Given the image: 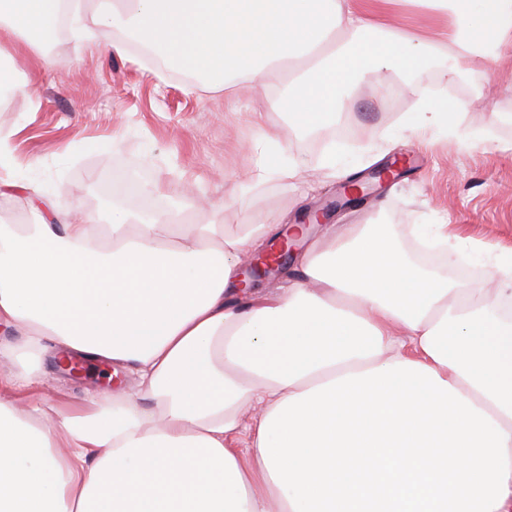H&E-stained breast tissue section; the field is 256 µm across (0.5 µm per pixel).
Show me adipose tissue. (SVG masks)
<instances>
[{"label":"adipose tissue","instance_id":"adipose-tissue-1","mask_svg":"<svg viewBox=\"0 0 512 512\" xmlns=\"http://www.w3.org/2000/svg\"><path fill=\"white\" fill-rule=\"evenodd\" d=\"M398 3L446 19L444 38L389 30ZM65 8L106 48L123 27L212 90L271 98L288 120L259 128L256 185L297 176L270 146L335 121L360 77L383 86L432 54L453 77L512 50V0H112L88 18L0 0V28L26 38ZM466 107L420 99L403 128L452 129ZM27 191L33 223L0 224V324L21 338L0 351V512H512V267L493 293L427 271L392 225L344 224L253 304L240 269L275 225L116 206L101 228ZM51 351L136 387L58 407L37 391Z\"/></svg>","mask_w":512,"mask_h":512}]
</instances>
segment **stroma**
Masks as SVG:
<instances>
[{"label":"stroma","instance_id":"stroma-1","mask_svg":"<svg viewBox=\"0 0 512 512\" xmlns=\"http://www.w3.org/2000/svg\"><path fill=\"white\" fill-rule=\"evenodd\" d=\"M30 89L0 98V127L16 128L12 145L20 182L59 188L60 210H78L107 223L113 201L129 209L168 210L184 185L195 188L197 223H301L326 210L324 223L306 226L305 250L329 227L371 220L394 225L398 243L412 248L415 227L449 224L460 237L449 251L485 269L512 263V90L484 99L486 71L512 78V52L485 69L444 81L447 60L428 58L419 72L394 71L391 91L380 95L371 78L359 81L345 111L318 133L291 137L285 160L299 162L294 180L241 186L253 156L250 117L264 112L281 124L284 113L263 110L251 95L228 100L204 91L200 80L161 58L135 49L116 53L71 31L21 47ZM445 92L469 103L456 133L431 128L419 137L400 128L416 98ZM336 152L332 177L321 160ZM400 163L399 176L375 185L358 204L336 206L348 179L367 180L373 169ZM134 181V195L116 197L118 176ZM77 382L45 357L42 394L62 407L100 386L98 363Z\"/></svg>","mask_w":512,"mask_h":512}]
</instances>
